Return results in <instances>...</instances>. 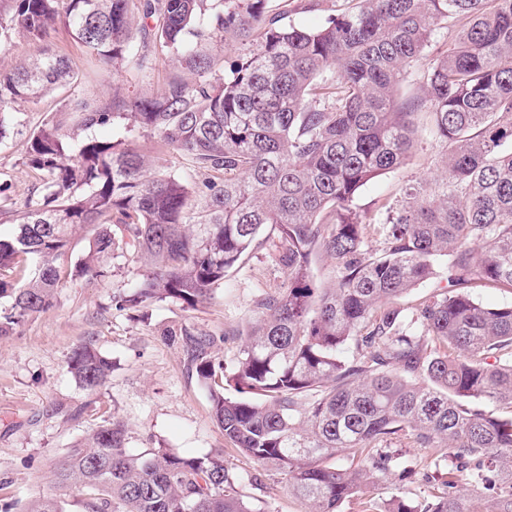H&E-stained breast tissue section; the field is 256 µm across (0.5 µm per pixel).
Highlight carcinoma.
Here are the masks:
<instances>
[{
  "instance_id": "1",
  "label": "carcinoma",
  "mask_w": 512,
  "mask_h": 512,
  "mask_svg": "<svg viewBox=\"0 0 512 512\" xmlns=\"http://www.w3.org/2000/svg\"><path fill=\"white\" fill-rule=\"evenodd\" d=\"M5 30L39 43L67 27L95 61L114 68L135 50L132 0H14ZM143 0L142 47L161 44L192 73L128 99L119 93L48 118L30 137L27 164L41 192L0 236V337L48 308L57 259L77 230L97 232L76 273L107 272L123 224L151 267L131 305L175 299L190 307L240 263L269 226L287 274L282 295L256 302L231 369L216 339L172 332L185 344L211 414L242 452L288 475L310 512H340L381 477L408 475L392 447L446 449L443 491L419 503L392 498L384 512H512V303L488 306L464 285L512 289V0H356L314 29L284 24L267 0ZM454 34L427 63L421 93L397 88L436 33ZM253 37L225 77L198 44ZM68 60L47 50L0 73V112L76 88ZM433 116L447 150L444 176L409 188L380 225L385 247L365 252L371 225L352 203L378 175L403 165L415 116ZM132 121L198 167L224 175L199 190L146 157L93 132ZM336 259V281L317 287L313 253ZM38 260L21 287L15 260ZM448 290L411 310L390 305L440 276ZM70 366L98 390L111 362L78 346ZM234 394H227V390ZM494 409L489 410L486 405ZM371 450L359 464L345 453ZM54 484L86 495L87 512H267L215 454L128 449V428L107 421L67 448ZM26 512H66L46 496Z\"/></svg>"
}]
</instances>
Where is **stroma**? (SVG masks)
Listing matches in <instances>:
<instances>
[{
    "mask_svg": "<svg viewBox=\"0 0 512 512\" xmlns=\"http://www.w3.org/2000/svg\"><path fill=\"white\" fill-rule=\"evenodd\" d=\"M47 46L69 58L81 78L75 94L56 93L41 103H18L5 114L7 135L0 139V234H13V216L35 197L43 175L26 163V145L54 112L73 107L76 99L108 98L113 91L135 97L162 87L174 71L169 52L155 48L153 65L138 70L132 61L106 69L86 55L70 31L55 26ZM417 144L406 165L388 171L361 188L353 208L363 223H385L390 207L404 190L418 182H434L441 174L443 143L431 133V116H417ZM105 139H124L153 165L200 187L211 180L192 158L164 145L157 135L132 127L126 120L100 130ZM94 227L80 230L57 264L62 284L51 307L26 318L13 335L0 339V505L23 512L31 502L55 493L52 472L67 448L102 420L123 421L130 432L131 452L164 447L180 455L202 457L222 452L225 463L243 480L247 495L268 512H309L306 501L288 488L287 476L250 478L257 464L225 439L211 419L206 391L191 371L186 348L170 344L164 333L184 328L217 339V355L233 366L240 343L236 337L254 303L278 295L285 271L268 244L230 269L208 303L189 307L166 299L145 308L120 309L118 300L139 281L146 266L121 225H113L115 248L106 276L89 279L75 268L89 249ZM92 344L112 363V373L96 392L80 387L68 369L77 346ZM437 482L416 480L399 485L378 480L367 497L344 503L340 512H382L399 492L429 496Z\"/></svg>",
    "mask_w": 512,
    "mask_h": 512,
    "instance_id": "35a3bbf8",
    "label": "stroma"
}]
</instances>
